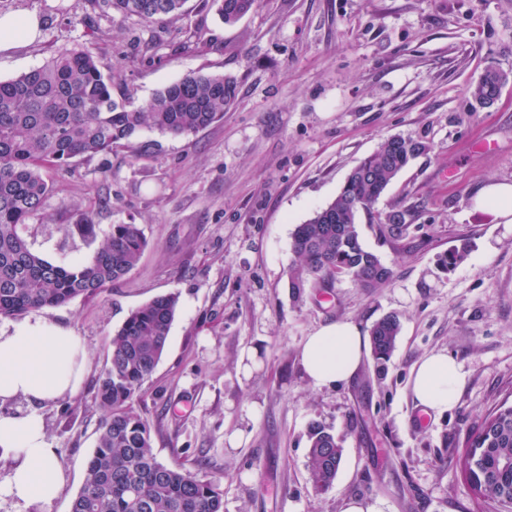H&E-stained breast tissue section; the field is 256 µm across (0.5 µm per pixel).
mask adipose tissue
<instances>
[{
    "mask_svg": "<svg viewBox=\"0 0 512 512\" xmlns=\"http://www.w3.org/2000/svg\"><path fill=\"white\" fill-rule=\"evenodd\" d=\"M369 349V338L357 324L331 323L307 337L301 366L314 386L335 387L355 376ZM84 359L82 342L71 330L40 317L27 320L0 336V403L21 397L37 405L76 393ZM465 383L460 366L442 352L424 356L410 376L414 400L436 415L456 405ZM0 452L12 459L0 482L1 497L25 507L60 494L65 472L35 413L0 415Z\"/></svg>",
    "mask_w": 512,
    "mask_h": 512,
    "instance_id": "1",
    "label": "adipose tissue"
}]
</instances>
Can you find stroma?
<instances>
[{
  "label": "stroma",
  "mask_w": 512,
  "mask_h": 512,
  "mask_svg": "<svg viewBox=\"0 0 512 512\" xmlns=\"http://www.w3.org/2000/svg\"><path fill=\"white\" fill-rule=\"evenodd\" d=\"M24 11L43 29L0 52V80L92 41L101 71L117 76L114 95L135 106L199 70L239 85L207 129L144 128L133 140L144 156L118 148L46 174L54 190L25 226L42 257L89 259L116 224L139 225L148 246L97 297L41 311L81 338L86 363L72 397L0 405L36 411L66 474L55 500L27 512H70L103 417L109 340L131 310L168 293L177 311L134 409L158 461L220 478L224 512H342L347 500L376 498L386 512H499L471 493L460 457L469 431L512 396V223L473 206L485 183H512V0H260L232 26L186 0L179 19L150 27L110 21L103 0H0V15ZM490 68L508 80L482 109L469 89ZM393 135L431 149L357 218L392 279L369 293L344 277L294 300L296 226ZM76 208L91 213L94 237L65 235ZM399 208L412 221L395 242L379 226ZM455 248L462 260L441 268ZM390 313L401 330L384 373L368 358L340 386L307 380L300 349L319 327L367 331ZM439 351L467 382L454 409L422 426L410 374ZM314 421L343 448L320 494L307 468Z\"/></svg>",
  "instance_id": "obj_1"
}]
</instances>
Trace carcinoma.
I'll use <instances>...</instances> for the list:
<instances>
[{"label": "carcinoma", "mask_w": 512, "mask_h": 512, "mask_svg": "<svg viewBox=\"0 0 512 512\" xmlns=\"http://www.w3.org/2000/svg\"><path fill=\"white\" fill-rule=\"evenodd\" d=\"M118 20L136 18L146 26L175 18L186 0H107ZM225 24L251 12L256 0H205ZM504 74L490 68L470 89L477 104L489 106ZM114 77L99 69L96 44L51 56L43 65L0 81V318L58 307L92 298L122 279L139 261L148 241L136 224H114L93 256L71 265L39 255L21 228L53 192L43 171L61 169L76 158H92L130 143L142 128L187 135L223 119L238 95V82L222 74L193 72L131 106L112 96ZM430 150L422 140L390 136L351 170L341 192L297 225L288 270L292 296L307 288H329L348 277L367 291L387 283L390 267L367 250L356 220L369 211L400 171ZM411 212L393 209L381 233L401 240ZM70 228L95 236L88 212L76 214ZM178 298L158 296L136 308L111 337L108 368L97 396L106 416L88 460L83 486L71 512H224L217 478H202L183 465L159 462L149 426L133 403L165 350ZM400 333L398 317L388 315L370 329L377 366L390 358ZM308 469L316 490L335 480L342 459L336 437L318 422L308 427ZM462 466L471 489L482 500L512 509V404L502 403L485 416L465 441Z\"/></svg>", "instance_id": "1"}]
</instances>
